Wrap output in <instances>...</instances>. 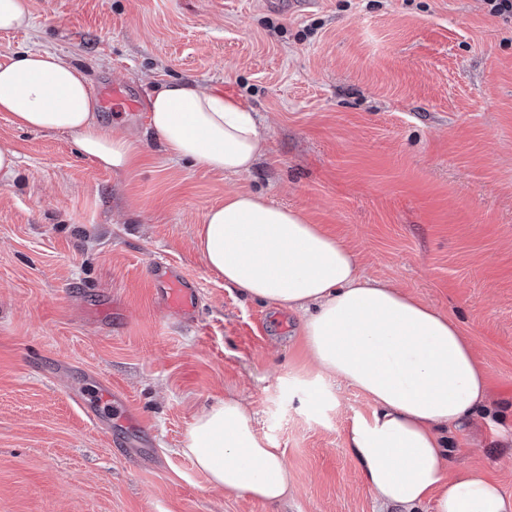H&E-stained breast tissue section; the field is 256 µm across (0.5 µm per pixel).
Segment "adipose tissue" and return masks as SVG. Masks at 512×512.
I'll return each mask as SVG.
<instances>
[{"instance_id":"adipose-tissue-1","label":"adipose tissue","mask_w":512,"mask_h":512,"mask_svg":"<svg viewBox=\"0 0 512 512\" xmlns=\"http://www.w3.org/2000/svg\"><path fill=\"white\" fill-rule=\"evenodd\" d=\"M0 112L22 128L68 132L78 149L115 171L138 149L130 134L102 128L91 81L48 51L0 62ZM150 126L164 151L229 175L249 172L264 150L242 102L189 81L151 98ZM196 247L208 269L247 298L303 314L309 353L332 381L355 387L370 412L352 419L346 447L380 512H512V495L485 472L447 474L449 434L488 411L487 373L457 324L389 282L366 278L356 254L309 223L301 210L260 194H234L211 208ZM184 454L213 486L270 504L292 476L278 449L258 435L253 415L228 398L195 416Z\"/></svg>"}]
</instances>
